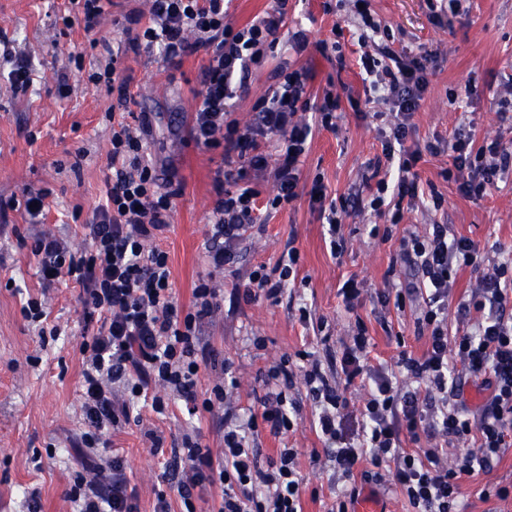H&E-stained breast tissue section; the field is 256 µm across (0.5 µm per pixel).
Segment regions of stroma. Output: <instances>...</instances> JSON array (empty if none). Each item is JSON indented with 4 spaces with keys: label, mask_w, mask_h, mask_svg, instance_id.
Here are the masks:
<instances>
[{
    "label": "stroma",
    "mask_w": 512,
    "mask_h": 512,
    "mask_svg": "<svg viewBox=\"0 0 512 512\" xmlns=\"http://www.w3.org/2000/svg\"><path fill=\"white\" fill-rule=\"evenodd\" d=\"M430 3L371 0L374 19L387 26L395 47H406L414 54H439L408 146L437 136L450 138L460 128L470 131L478 143L496 135L512 141V127L497 118L502 104L512 101L505 91L512 84V0H461L460 11L449 15L442 28L430 21ZM350 8L349 0H288L289 25L305 28L311 42L295 61L314 71L312 94L323 96L329 88L341 97L338 129H314L302 158L303 177L308 181L321 177L329 197L340 202L360 194L367 166H389L377 125L358 116L348 102L352 96L365 98L369 90L359 61L360 32L351 22ZM63 9L64 0H0V30L17 39L36 66L31 88L16 95L6 80L10 66L0 59V512H26L23 490L31 486L41 490L42 512L75 510L66 493L74 470L71 441L84 429L82 307L76 289L59 282L47 293L49 319L58 325L59 336L40 338L23 319L22 294L38 292L41 281L30 251L27 217L11 206L26 189L50 188L45 226L58 231L71 224L74 206L91 213L105 195L112 99L105 91L86 86L84 72L75 69L70 72V93L60 90L56 72L68 53H83L88 63L95 57L82 28H65ZM336 26L342 28L341 36L333 35ZM332 38L340 43L344 65L326 60L313 47L314 42ZM206 62L202 52L170 68L155 52L130 53L121 60L138 94L137 111L151 115L156 168L182 186L164 246L170 255L173 287L186 306L197 279L212 275L204 241L221 152L196 145L191 135L195 93ZM451 163L449 154L443 153L424 155L417 165L421 182L433 183L442 195L437 213L419 208L406 214L394 226L393 239L386 242L369 235L375 215L352 213L344 220L347 251L338 259L330 254L323 217L310 208L307 198L262 213L261 233L241 246L240 270L262 263L274 266L290 239L300 252L297 270L275 303L265 299L233 302L231 273L212 275L222 290L221 309L205 327L217 357L234 363L241 406L253 404V388L266 366L300 349L322 350L317 328L322 319L327 320L336 342L348 336L355 318H362L373 338L374 358L390 359L400 336L409 350L422 353L424 343L414 336L410 314L394 309L378 314L368 295L351 315L337 295L343 278L352 273L365 278L371 289L383 288L391 268L397 280H415L414 268L392 265L397 238L404 231L422 230L436 220L453 225L458 234L482 247L512 250V176L498 182L484 198L472 200L460 196L455 184L441 177V170ZM303 306L311 313L306 324L299 319ZM252 336L264 337L265 349L250 346ZM288 396L301 405L300 425L285 439L261 431L257 443L265 455L284 446L299 449L301 468L308 471L310 485L318 491L317 499H305L304 510L325 512L336 487L329 474L310 469L311 450L323 446L313 425V407L305 389L289 391ZM135 410L141 413L142 423L119 425L111 430L110 441L137 490L140 512H152L155 493L163 487V465L161 458L151 454L141 425L157 429L169 444L184 431L197 428L210 448L217 450L223 446L222 423L218 416L203 411L189 416L179 403L163 416L142 401ZM487 484L512 485V451L489 473L464 479L465 512L492 508L480 498Z\"/></svg>",
    "instance_id": "stroma-1"
}]
</instances>
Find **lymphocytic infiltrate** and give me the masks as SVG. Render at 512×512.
<instances>
[{
  "label": "lymphocytic infiltrate",
  "mask_w": 512,
  "mask_h": 512,
  "mask_svg": "<svg viewBox=\"0 0 512 512\" xmlns=\"http://www.w3.org/2000/svg\"><path fill=\"white\" fill-rule=\"evenodd\" d=\"M146 11L125 16L117 25L125 33L113 44L96 43L109 57L94 65L86 82L112 97V166L105 177V200L82 224V246L53 233L33 234L30 250L45 285L69 282L79 289L84 326L81 344L82 414L85 430L76 445L80 470L67 492L75 512H140L120 456H108V427L129 421L139 398H150L155 413L171 401H182L188 413L221 415L224 447L213 453L200 432L184 433L180 447L163 449L152 430L144 436L152 454H166L163 480L153 512H172L168 492H176L181 512H196L204 488L219 489L214 512H303L307 478L296 448L262 455L255 444L260 430L280 437L298 424L300 407L287 392L304 387L318 408L315 425L323 451H311L312 467L344 479L327 512H350L366 485L400 491L411 512H461V482L490 471L512 447V258L493 264L464 309L479 318L469 327L451 328L449 300L459 272L479 267V245L444 224L402 236L397 260L419 274L411 283H387L376 294L381 308L404 310L407 299L418 303L417 336L426 338L422 354L400 350L386 363L371 364L372 338L356 320L349 344L320 356L306 350L282 357L261 375L262 396L240 412L234 391L238 381L229 360H217L203 334L220 309L219 290L211 279H198L192 305L179 302L171 282L168 251L159 242L169 230L181 185L161 181L148 160L149 116L133 112L131 79L120 69L128 52L158 51L162 62L177 66L183 57L204 52L192 137L208 149H221L214 172L216 199L205 240L213 270L233 267L247 229L258 220L256 181L272 180L276 193L267 201L278 209L308 194L311 208L324 214L332 254L344 251L342 221L348 208L337 207L321 178L305 183L300 158L314 125L335 129L337 95L325 91L314 102L311 69L281 61L270 74L273 90L254 105L255 117L243 124L234 116L236 101L248 92L252 66L274 56L280 45L296 51L315 46L324 57L342 60L338 41L310 43L302 29L288 26V0L274 5L251 23L238 27L229 19L224 0H146ZM431 53L410 55L383 47L380 57L362 58L370 88L384 109L379 119L390 128L382 147L397 160L396 173L378 180L368 202L381 212L393 198L392 225L403 208L420 200L414 168L422 153H450L445 181L469 199L484 197L497 180L512 171V145L502 138L475 143L469 133L426 142L424 150L404 144L413 133L431 73ZM315 111L317 124L303 114ZM275 142V153L265 145ZM390 229L371 228V235L391 237ZM300 254L293 244L274 266L257 265L237 273L235 290L247 303L279 301L295 272ZM213 373L211 385L199 391L201 370ZM473 386L483 400L465 395ZM367 389L363 407H352L347 393ZM469 442L464 454L449 456L456 442Z\"/></svg>",
  "instance_id": "1"
}]
</instances>
